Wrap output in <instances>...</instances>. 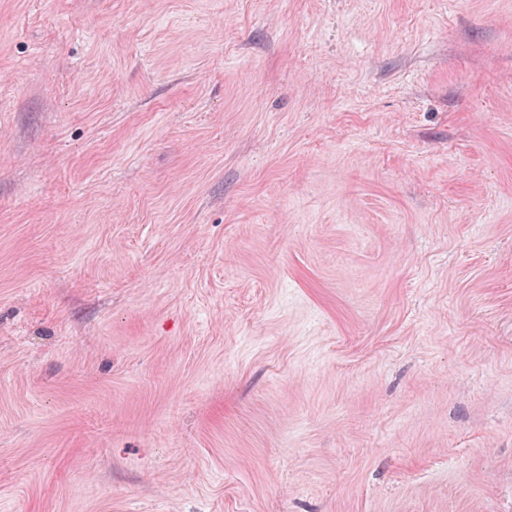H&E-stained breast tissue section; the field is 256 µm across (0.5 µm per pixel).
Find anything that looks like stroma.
I'll return each mask as SVG.
<instances>
[{
	"mask_svg": "<svg viewBox=\"0 0 512 512\" xmlns=\"http://www.w3.org/2000/svg\"><path fill=\"white\" fill-rule=\"evenodd\" d=\"M0 512H512V0H0Z\"/></svg>",
	"mask_w": 512,
	"mask_h": 512,
	"instance_id": "stroma-1",
	"label": "stroma"
}]
</instances>
